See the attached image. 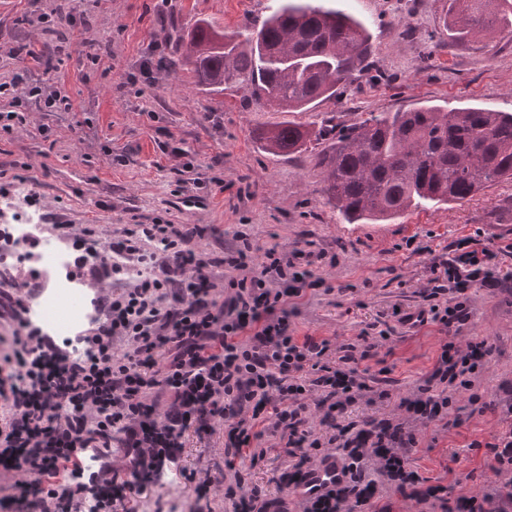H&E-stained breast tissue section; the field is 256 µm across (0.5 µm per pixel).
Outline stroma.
Wrapping results in <instances>:
<instances>
[{"instance_id":"35a3bbf8","label":"stroma","mask_w":512,"mask_h":512,"mask_svg":"<svg viewBox=\"0 0 512 512\" xmlns=\"http://www.w3.org/2000/svg\"><path fill=\"white\" fill-rule=\"evenodd\" d=\"M362 21L373 37L365 70L340 86L336 98L310 112H275L243 92L203 90L188 70L162 68L142 93L126 89L149 55L173 59L196 22L207 20L229 31L252 26L273 8V0H70L88 22L89 38L108 44L111 72L91 65L86 49L73 42L49 80L61 83L75 112H32L12 134L0 136V173L12 180L0 196V212L13 220L23 197L34 193L44 228L73 225L98 245L109 244L132 221L150 223L162 216L174 224H195L204 231L203 247L223 255L243 230L252 242L278 243L289 251L311 243L324 252L317 273L330 294L306 298L295 320L297 336L327 339L333 356L361 334L378 335L391 326L375 354L361 361L368 377L384 380L389 400L358 403L348 420L401 417L400 404L413 398L432 371L444 343L463 348L485 338L493 352L471 385L451 392L449 426H415L417 445L406 466L423 484L446 486L449 494L482 495L507 480L497 470L494 442L512 430L504 407L512 385V181L490 185L465 200L410 208L389 221L349 224L326 205L321 175L312 152L273 156L252 138L255 128L283 122L307 124L318 118L348 122L370 112H394L420 105L453 110L477 105L512 112V35L486 43L457 41L441 27L448 0H338ZM29 0H0V79L14 70L2 50L27 40L43 50L55 37L24 24ZM52 129L50 137L41 125ZM182 144L208 188L179 190L181 160L165 152ZM111 155L122 163L110 162ZM218 176L227 191L211 184ZM488 250L489 263L502 285L467 291L470 320L463 330L436 322L413 327L398 323L397 312L417 308L419 291L432 278L436 259L454 258L460 240ZM267 450L250 470L251 484L269 498L279 497L280 474L296 458L278 437L265 435ZM376 459L357 470L376 486L371 512H441L436 500L406 497L379 474ZM184 512H225L224 431L205 439L188 436L170 466ZM210 478L209 501L197 483Z\"/></svg>"}]
</instances>
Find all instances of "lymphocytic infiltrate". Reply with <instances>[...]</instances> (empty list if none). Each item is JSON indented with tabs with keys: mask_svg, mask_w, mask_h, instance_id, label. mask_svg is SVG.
<instances>
[{
	"mask_svg": "<svg viewBox=\"0 0 512 512\" xmlns=\"http://www.w3.org/2000/svg\"><path fill=\"white\" fill-rule=\"evenodd\" d=\"M6 55L23 72L0 82V98L8 100L0 109L1 135L11 134L28 113L73 111L71 97L39 75L52 66L50 55L36 54L22 41ZM201 237L195 225L161 218L124 227L112 250L145 271L119 293L94 291L95 317L76 337L79 355L30 320L27 296L38 286L36 270L22 278L0 273V320L11 324L10 336H0V401L11 410L0 428V464L14 476V512H69L76 501L91 503L94 512H112L114 502L163 475L186 434L208 436L218 422L224 425L225 464L235 471L224 485L233 512H287L284 501L263 499L237 468L243 455H256V443L267 433L289 448L336 447L357 458L372 452L385 480L415 498H441L443 487L417 489V476L399 456V449L416 445L402 424L345 419L363 394L388 395L358 369L359 361L373 356L376 342L346 346L331 361L329 341L295 334L292 319L302 299L323 285L314 271L319 253L260 246L241 231L238 246L216 258L200 246ZM148 242L155 247L149 254L143 249ZM491 258L473 251L465 266L436 264L431 285L419 292L422 305L402 316V323L465 325L468 288L499 284L483 268ZM218 264L224 267L220 287L210 272ZM490 351L484 340L464 351L443 344L409 412L427 423L447 418L449 389ZM314 390L321 393L318 433L307 417L306 398ZM111 450L126 459L130 479H118L101 465ZM88 456L99 461L98 469H85ZM69 463L70 479L52 481ZM346 485V478L334 479L310 498L308 512H349L350 506L369 504L371 486L351 498L343 493Z\"/></svg>",
	"mask_w": 512,
	"mask_h": 512,
	"instance_id": "1",
	"label": "lymphocytic infiltrate"
}]
</instances>
